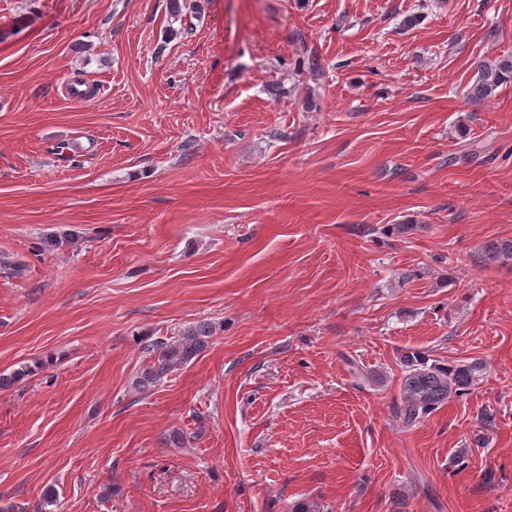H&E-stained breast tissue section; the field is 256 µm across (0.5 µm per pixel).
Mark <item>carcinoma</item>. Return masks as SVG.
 Wrapping results in <instances>:
<instances>
[{
    "instance_id": "carcinoma-1",
    "label": "carcinoma",
    "mask_w": 512,
    "mask_h": 512,
    "mask_svg": "<svg viewBox=\"0 0 512 512\" xmlns=\"http://www.w3.org/2000/svg\"><path fill=\"white\" fill-rule=\"evenodd\" d=\"M512 82V54L498 57L480 65L478 76L467 88L466 98L472 105H479L492 96L500 86ZM484 257L487 262L512 258V240H497L486 244ZM216 327L209 322H199L189 327L178 340H159L150 345L155 356L135 380V387L146 390L155 385L173 368L195 358L208 347ZM401 380L402 405L400 414L410 424L434 413L449 398L471 391L483 378L485 365L475 359L457 365L428 363L419 353L404 356Z\"/></svg>"
}]
</instances>
